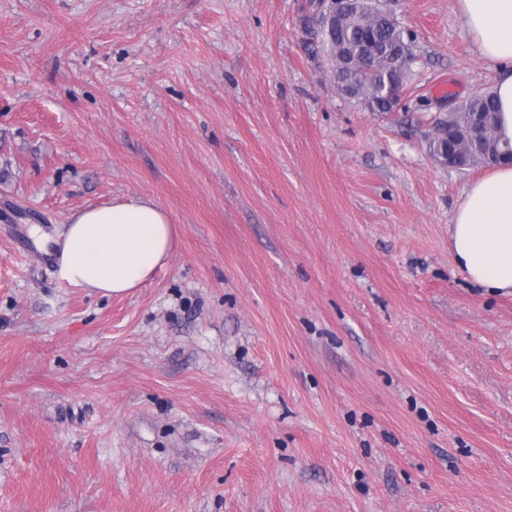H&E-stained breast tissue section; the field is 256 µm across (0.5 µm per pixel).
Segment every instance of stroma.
I'll list each match as a JSON object with an SVG mask.
<instances>
[{
  "instance_id": "35a3bbf8",
  "label": "stroma",
  "mask_w": 512,
  "mask_h": 512,
  "mask_svg": "<svg viewBox=\"0 0 512 512\" xmlns=\"http://www.w3.org/2000/svg\"><path fill=\"white\" fill-rule=\"evenodd\" d=\"M313 0H0V512H512V295L455 265L485 165L439 102L494 74L457 0H393L400 107L336 87ZM138 195L134 295L31 227Z\"/></svg>"
}]
</instances>
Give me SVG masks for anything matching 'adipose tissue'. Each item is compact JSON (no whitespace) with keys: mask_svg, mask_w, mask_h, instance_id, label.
Returning a JSON list of instances; mask_svg holds the SVG:
<instances>
[{"mask_svg":"<svg viewBox=\"0 0 512 512\" xmlns=\"http://www.w3.org/2000/svg\"><path fill=\"white\" fill-rule=\"evenodd\" d=\"M458 4L478 53L496 73L499 133L512 142V0ZM448 234L454 261L470 280L512 292V164H491L468 184ZM177 237L167 211L150 198L87 208L69 217L56 240L61 272L99 296L127 295L167 264Z\"/></svg>","mask_w":512,"mask_h":512,"instance_id":"obj_1","label":"adipose tissue"}]
</instances>
